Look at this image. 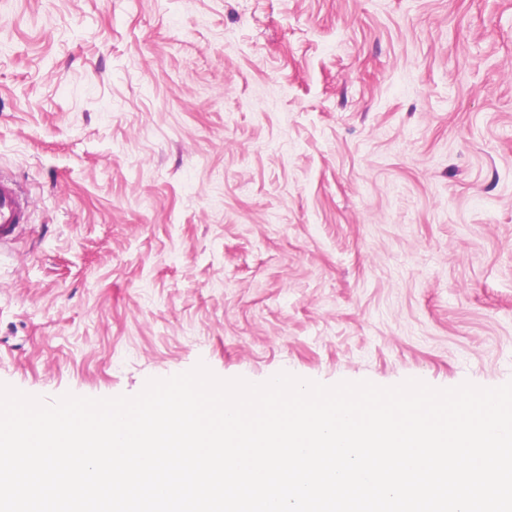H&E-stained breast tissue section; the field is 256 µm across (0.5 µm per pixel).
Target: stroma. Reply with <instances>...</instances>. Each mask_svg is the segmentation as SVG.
<instances>
[{
  "mask_svg": "<svg viewBox=\"0 0 512 512\" xmlns=\"http://www.w3.org/2000/svg\"><path fill=\"white\" fill-rule=\"evenodd\" d=\"M0 383L512 381V0H0ZM29 201L12 176L0 174V246L11 243L28 223Z\"/></svg>",
  "mask_w": 512,
  "mask_h": 512,
  "instance_id": "1",
  "label": "stroma"
}]
</instances>
